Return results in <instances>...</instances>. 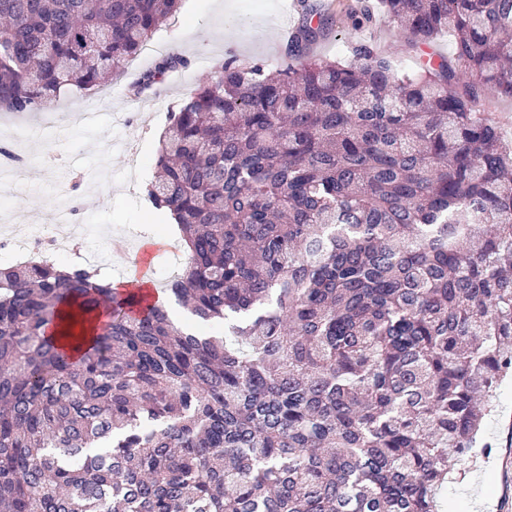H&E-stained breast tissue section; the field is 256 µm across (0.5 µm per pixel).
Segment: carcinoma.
<instances>
[{
  "label": "carcinoma",
  "instance_id": "cac0c4a2",
  "mask_svg": "<svg viewBox=\"0 0 512 512\" xmlns=\"http://www.w3.org/2000/svg\"><path fill=\"white\" fill-rule=\"evenodd\" d=\"M180 0H0V108L47 111ZM284 69L230 56L161 137L186 265L149 298L98 269L0 268V512H443L512 371V0H359L410 48L349 56L299 0ZM178 305L210 336L177 321ZM486 113L496 122L502 138L512 142V99L501 98L488 94L486 98Z\"/></svg>",
  "mask_w": 512,
  "mask_h": 512
}]
</instances>
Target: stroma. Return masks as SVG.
Here are the masks:
<instances>
[{
	"instance_id": "35a3bbf8",
	"label": "stroma",
	"mask_w": 512,
	"mask_h": 512,
	"mask_svg": "<svg viewBox=\"0 0 512 512\" xmlns=\"http://www.w3.org/2000/svg\"><path fill=\"white\" fill-rule=\"evenodd\" d=\"M328 2L333 26L313 46V56L339 58L360 36L384 54L409 57L386 25L359 35L352 31L348 13L355 0ZM300 19L296 0H182L176 19L155 33L154 48L128 58L95 90L61 92L53 109L71 116L66 140L42 126L40 113L0 111V133L18 123L33 129L32 138L19 147L30 162L16 167L13 177L24 193L16 197L0 190V224H29L49 208L82 199L78 219L88 229L83 251L61 255V262L84 261L105 228L127 236L132 250L153 245L148 275L163 284L181 268L184 255L167 248V219L155 210L146 188L156 174L159 138L171 112L227 55L262 63L270 71L283 68L284 34ZM172 54L182 56L184 65L142 85L143 74ZM85 112L97 113V122L85 123ZM476 444L488 452L458 462L442 492L445 512H465L471 496L482 490L493 499L491 512H512V375L490 398Z\"/></svg>"
}]
</instances>
